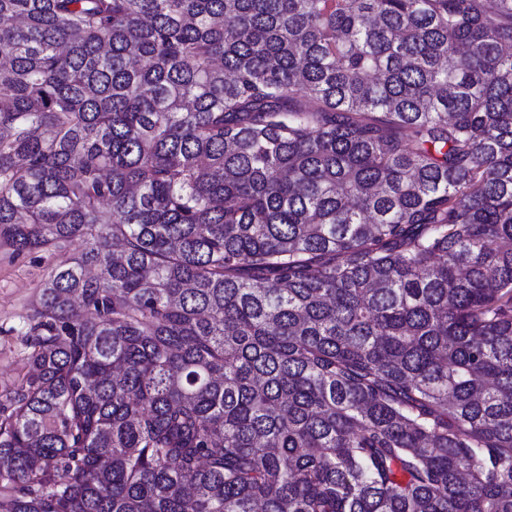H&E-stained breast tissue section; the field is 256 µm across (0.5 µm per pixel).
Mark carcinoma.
Listing matches in <instances>:
<instances>
[{
  "label": "carcinoma",
  "mask_w": 512,
  "mask_h": 512,
  "mask_svg": "<svg viewBox=\"0 0 512 512\" xmlns=\"http://www.w3.org/2000/svg\"><path fill=\"white\" fill-rule=\"evenodd\" d=\"M74 241L0 512H512V0H0V244Z\"/></svg>",
  "instance_id": "carcinoma-1"
}]
</instances>
